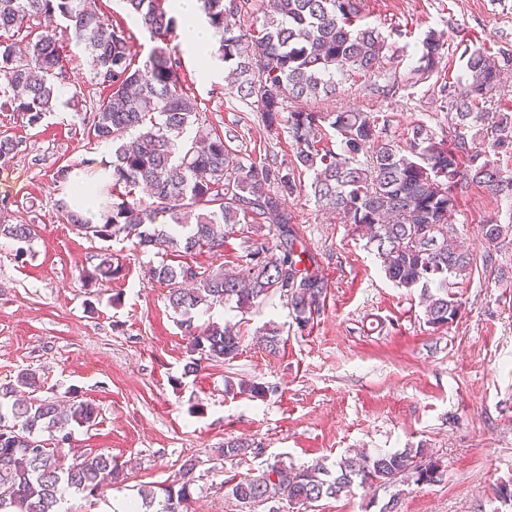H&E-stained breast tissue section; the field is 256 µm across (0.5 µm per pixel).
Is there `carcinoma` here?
Listing matches in <instances>:
<instances>
[{
  "instance_id": "carcinoma-1",
  "label": "carcinoma",
  "mask_w": 512,
  "mask_h": 512,
  "mask_svg": "<svg viewBox=\"0 0 512 512\" xmlns=\"http://www.w3.org/2000/svg\"><path fill=\"white\" fill-rule=\"evenodd\" d=\"M132 15L160 42L140 67H134L130 36L103 15L99 0H0V110L17 112L36 126L57 110L66 85L64 47L45 20L65 22L89 52L92 80L108 90L89 117L88 135L115 143L130 130L135 141L115 149L103 180H92L106 199L97 210L62 201L67 221L101 240L124 239L140 248L192 253L224 247L230 224H272L279 242L255 246L248 254L247 278L197 271L189 264L149 268L151 278L169 285L168 302L190 338L184 375L202 360H230L241 337L229 324L196 323L199 307L235 303L249 309L277 294L285 298L299 331L308 329L323 306L327 284L305 247L288 235L291 217L283 206L298 191L296 174L313 173L310 188L318 206L335 211L366 236L383 261L386 277L400 288H418L425 300L426 323L438 330L453 322L462 303L450 279L465 278L474 258L451 242L449 219L456 210V186L465 179L495 195L512 196V174L498 164L512 157V111L495 112L483 122L482 109L501 83L512 49L495 54L482 44L465 48L463 77L440 85V103L450 111L453 138L436 139L418 123L404 145L382 139L379 118L370 112L288 110L290 99L315 101L336 94L337 76L364 77L379 68L385 37L361 22L359 0H267V19L259 28H242L240 0H200L202 12L220 35L216 55L229 67L236 96L261 113L269 131L288 112L294 162L246 164L220 134H188L198 121L197 104L183 90L181 64L166 44L177 19L166 0H122ZM27 31L19 46L15 36ZM443 36L430 30L411 74L419 80L439 69ZM329 124L342 138L343 152L324 151L318 134ZM371 149L367 163L358 155ZM146 191L149 200L139 197ZM492 250L512 236L511 224L489 219L480 227ZM27 245L33 224H1L0 236ZM123 266L106 257L88 277L108 283L123 276ZM265 351L279 352L280 328L263 332ZM35 374L0 384V512H62L67 497L104 494L117 478L105 453H84L61 463L74 427H90L98 417L90 401L40 398ZM28 395H23V392ZM252 439L224 440V460L258 456ZM198 461L186 460L166 485L143 489L145 506L161 499L155 512H188ZM443 471L430 449L418 445L396 452L344 456L329 468L322 462L303 468L279 461L224 487L239 502L269 506H313L323 498L350 492L353 485L394 488L379 512H398L404 487L432 484Z\"/></svg>"
}]
</instances>
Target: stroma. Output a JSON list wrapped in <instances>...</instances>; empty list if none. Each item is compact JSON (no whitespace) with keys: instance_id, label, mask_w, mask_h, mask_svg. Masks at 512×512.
I'll list each match as a JSON object with an SVG mask.
<instances>
[{"instance_id":"35a3bbf8","label":"stroma","mask_w":512,"mask_h":512,"mask_svg":"<svg viewBox=\"0 0 512 512\" xmlns=\"http://www.w3.org/2000/svg\"><path fill=\"white\" fill-rule=\"evenodd\" d=\"M362 15L386 38L378 73L344 76L335 97L289 107L374 113L384 138L398 144L418 123L450 138L437 92L444 78L458 74L466 46H512V0H362ZM431 29L450 35L440 72L405 86ZM59 37L67 44L69 79L57 111L34 127L0 111V137L22 142L21 152L0 163L8 183L0 188V224L37 227L20 261L16 242L0 236V382L29 370L39 376L42 395L72 392L97 406L94 425L75 428L71 445L109 453L120 477L104 499L72 497L75 512H119L121 504L139 501V487L161 485L191 457L198 467L190 512H241L224 486L231 475L276 460L331 466L361 449L395 452L420 443L444 475L406 490L399 512H512L494 495L497 486L512 484V241L488 263L480 233L491 217L512 224V198L459 185L452 222L476 265L455 287L460 313L439 330L426 324L418 291L388 280L352 225L320 211L308 193L286 198L292 225L327 282L322 309L301 332L276 295L248 310L213 305L199 322L234 324L240 351L184 376L188 339L167 285L148 276L149 267L180 259L89 237L57 207L58 167L84 174L112 159L111 144L92 141L84 121L86 104L106 92L91 79L84 47L67 32ZM169 47L181 57L183 89L196 100L204 130L230 134L239 157L291 160L287 127L266 130L260 113L225 81L222 61L211 60L204 76L179 34ZM273 239L268 225L236 224L223 250L182 260L200 271L242 272L247 252ZM107 254L123 264L124 277L91 284L87 272ZM269 324L286 331L274 355L256 336ZM242 380L274 392L264 399L226 392V382ZM231 437L261 442L263 455L225 461L221 447ZM390 494L356 485L346 496L321 500L314 512H378Z\"/></svg>"}]
</instances>
